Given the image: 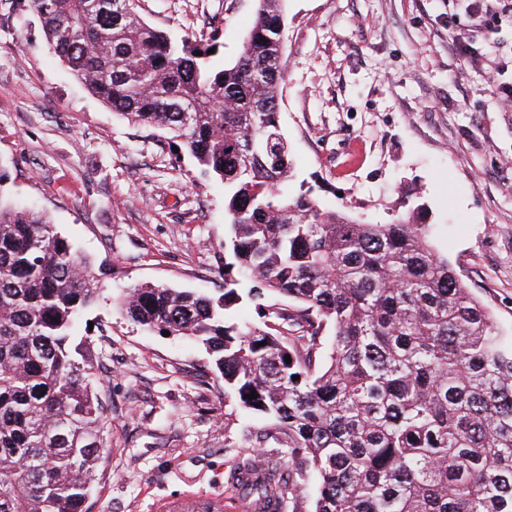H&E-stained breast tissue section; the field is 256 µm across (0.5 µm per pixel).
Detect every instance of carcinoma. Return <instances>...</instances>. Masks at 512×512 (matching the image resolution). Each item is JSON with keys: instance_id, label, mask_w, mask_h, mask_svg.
<instances>
[{"instance_id": "cac0c4a2", "label": "carcinoma", "mask_w": 512, "mask_h": 512, "mask_svg": "<svg viewBox=\"0 0 512 512\" xmlns=\"http://www.w3.org/2000/svg\"><path fill=\"white\" fill-rule=\"evenodd\" d=\"M255 2L218 69L213 21L187 41L145 22L139 0H30L94 95L224 184V288L145 283L117 304L202 345L225 405L267 421L242 432L260 465L231 474L258 512H302L311 482L312 512H512V332L434 248L423 209L372 224L289 192L284 15ZM97 299L90 262L43 214L0 203V512H85L107 448L75 330ZM241 303L257 320H236Z\"/></svg>"}]
</instances>
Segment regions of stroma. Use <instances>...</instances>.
<instances>
[{
  "instance_id": "obj_1",
  "label": "stroma",
  "mask_w": 512,
  "mask_h": 512,
  "mask_svg": "<svg viewBox=\"0 0 512 512\" xmlns=\"http://www.w3.org/2000/svg\"><path fill=\"white\" fill-rule=\"evenodd\" d=\"M279 119L291 186L325 209L377 224L428 211L436 250L512 326V112L486 73L512 84V0L476 22L465 0H284ZM178 37L222 26L233 61L254 0H140ZM477 48L466 60L453 38ZM0 202L42 211L84 256L99 299L80 319L107 416L109 453L89 512H165L231 493L243 428L204 349L142 331L115 308L150 283L213 294L224 285V187L156 128L128 123L46 45L26 0H0Z\"/></svg>"
}]
</instances>
